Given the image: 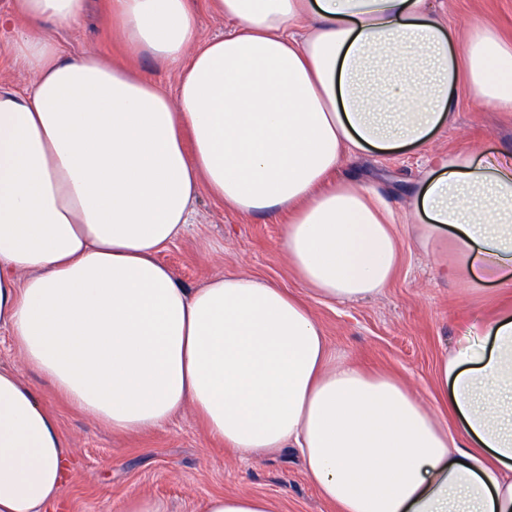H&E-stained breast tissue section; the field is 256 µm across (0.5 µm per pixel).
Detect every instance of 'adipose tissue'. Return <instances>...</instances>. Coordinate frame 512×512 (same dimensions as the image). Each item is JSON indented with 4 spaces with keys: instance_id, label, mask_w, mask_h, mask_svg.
Instances as JSON below:
<instances>
[{
    "instance_id": "adipose-tissue-1",
    "label": "adipose tissue",
    "mask_w": 512,
    "mask_h": 512,
    "mask_svg": "<svg viewBox=\"0 0 512 512\" xmlns=\"http://www.w3.org/2000/svg\"><path fill=\"white\" fill-rule=\"evenodd\" d=\"M234 27L199 42L191 0H110L132 49L179 74L176 95L53 30L87 0H12L0 86V325L71 405L116 433L193 407L242 454L298 449L338 512H512V303L444 355L439 416L397 378L333 353L309 305L243 274L185 287L166 247L201 194L239 214L288 210L284 247L312 294L388 288L400 243L381 192L343 157L420 149L459 89L512 110V42L465 34L434 0H212ZM306 21L305 35L293 29ZM443 271L512 288V157L460 149L417 179L403 219ZM24 280H17V273ZM69 459L33 385L0 365V512H46ZM32 80L29 72L13 63L6 51H0V84L5 86L23 87Z\"/></svg>"
}]
</instances>
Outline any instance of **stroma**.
<instances>
[{"label":"stroma","mask_w":512,"mask_h":512,"mask_svg":"<svg viewBox=\"0 0 512 512\" xmlns=\"http://www.w3.org/2000/svg\"><path fill=\"white\" fill-rule=\"evenodd\" d=\"M453 28L469 22L492 23L512 39V0H435ZM53 37L66 54L91 52L150 76L174 92L177 72L150 54L125 48L107 21V0H90L74 27ZM482 154L512 153V112L484 108L460 91L453 124L433 136L426 148L345 158L339 175L382 189L397 213L408 207V189L431 161L462 147ZM287 212L240 215L201 195L189 233L162 254L187 287L195 288L219 273H244L268 280L308 300L329 347L362 369L387 372L402 380L432 409L443 407L437 388L438 364L465 321L503 306L508 297L488 284L444 277L441 257L423 248L410 225H397L401 256L388 288L376 296L344 305L310 297L288 264L282 248ZM0 364L10 366L38 391L60 427L75 467L48 512H123L127 499L146 496L165 512H201L214 495L269 497L276 512H336L304 474L289 448L244 457L213 439L193 408H184L169 424L138 433L117 434L73 408L33 371L0 328Z\"/></svg>","instance_id":"1"}]
</instances>
